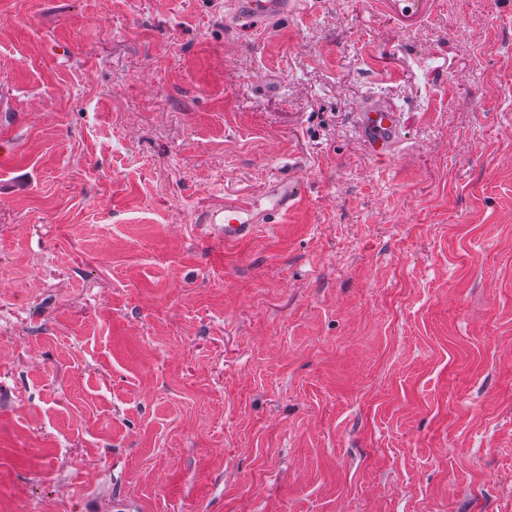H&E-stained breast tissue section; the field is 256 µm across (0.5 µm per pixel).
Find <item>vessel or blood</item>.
<instances>
[{
	"instance_id": "1",
	"label": "vessel or blood",
	"mask_w": 512,
	"mask_h": 512,
	"mask_svg": "<svg viewBox=\"0 0 512 512\" xmlns=\"http://www.w3.org/2000/svg\"><path fill=\"white\" fill-rule=\"evenodd\" d=\"M302 4L303 0H230L225 23L240 32H253L299 10ZM356 128L368 153L384 157L400 138L399 114L391 104L370 99L356 111ZM301 198L302 183L297 178L274 181L259 197L209 210L204 218L206 235L227 246L240 244L287 217Z\"/></svg>"
}]
</instances>
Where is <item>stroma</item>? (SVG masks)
Segmentation results:
<instances>
[{"label": "stroma", "mask_w": 512, "mask_h": 512, "mask_svg": "<svg viewBox=\"0 0 512 512\" xmlns=\"http://www.w3.org/2000/svg\"><path fill=\"white\" fill-rule=\"evenodd\" d=\"M225 7L0 0V512H512V0ZM302 0H231L225 23L240 32H253L301 8ZM356 128L371 156L386 157L400 138L399 113L381 99L367 100L356 111ZM301 198L302 183L296 177L275 180L259 197L209 210L203 224L206 235L224 247L238 245L287 217Z\"/></svg>", "instance_id": "obj_1"}]
</instances>
